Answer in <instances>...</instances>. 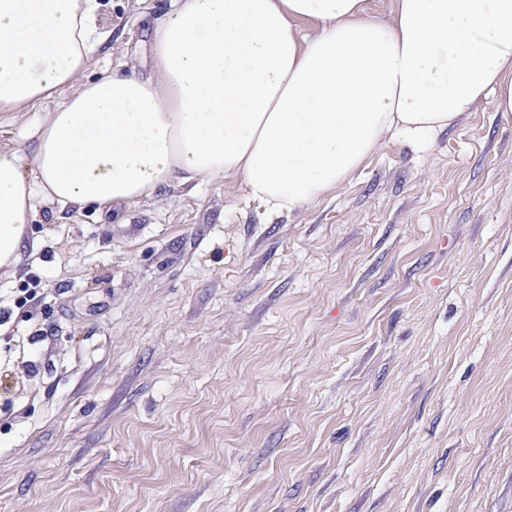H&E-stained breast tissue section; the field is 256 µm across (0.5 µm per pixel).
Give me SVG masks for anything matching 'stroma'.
<instances>
[{
  "instance_id": "obj_1",
  "label": "stroma",
  "mask_w": 512,
  "mask_h": 512,
  "mask_svg": "<svg viewBox=\"0 0 512 512\" xmlns=\"http://www.w3.org/2000/svg\"><path fill=\"white\" fill-rule=\"evenodd\" d=\"M80 79L169 0H100ZM0 512H512V112L292 213L235 179L41 204L0 269Z\"/></svg>"
}]
</instances>
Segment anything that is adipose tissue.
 <instances>
[{"label":"adipose tissue","instance_id":"adipose-tissue-1","mask_svg":"<svg viewBox=\"0 0 512 512\" xmlns=\"http://www.w3.org/2000/svg\"><path fill=\"white\" fill-rule=\"evenodd\" d=\"M98 0H0V112L54 99L0 148V268L37 202L119 207L234 176L290 213L389 138L429 145L487 100L512 112V0H169L152 74L78 78L108 40ZM311 33H302L300 23Z\"/></svg>","mask_w":512,"mask_h":512}]
</instances>
